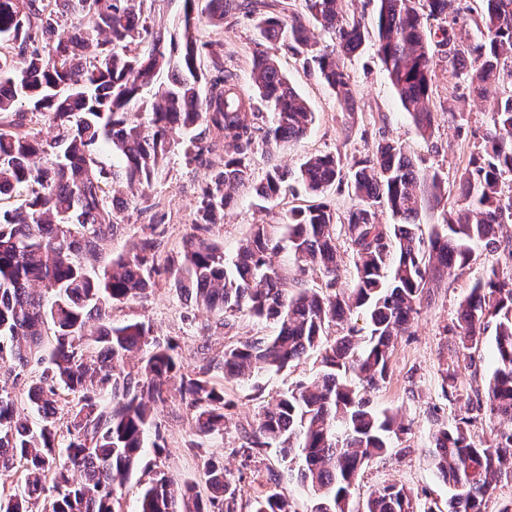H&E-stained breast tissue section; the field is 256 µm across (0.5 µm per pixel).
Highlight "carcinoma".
<instances>
[{
    "label": "carcinoma",
    "instance_id": "1",
    "mask_svg": "<svg viewBox=\"0 0 512 512\" xmlns=\"http://www.w3.org/2000/svg\"><path fill=\"white\" fill-rule=\"evenodd\" d=\"M155 0H0V191L27 187L29 198L0 207V365L10 371L36 363L26 398L39 417L17 414L15 398L0 386V468L21 473L20 483L0 498V512H120L116 485L138 465L147 432L164 448L154 407L175 389L194 411L192 434L224 429V389L213 372L229 379L279 371L311 350L323 370L280 394L245 435L243 452L278 448L289 471L317 496L314 512H353L350 488L362 466L387 453L409 427L395 413L375 408L369 389L385 382L394 341L406 332L421 301L446 276L469 264L470 244L502 249L512 261V0H481L477 33L464 42L455 0H376L374 34L349 13L345 0H206L213 23L237 9L255 17L260 39L252 57L253 91L224 67L223 45L197 35L199 0H166L173 30L147 23L145 5ZM310 16L331 34L319 46L303 22ZM402 108L417 130L432 132L431 39L447 48L448 68L464 78L472 96L493 102L492 128L475 146L460 176V197L429 242L418 234L419 215L447 193L437 169L422 170L401 144L384 141L376 154L353 165V205L343 234L355 261L353 287L336 289L341 254L337 215L323 203L293 205L283 224H254L233 257L212 240L224 219L231 191L254 186L274 208L289 194L288 171L273 166L255 182L257 139L296 141L314 122L305 100L280 71L271 50L284 46L314 64L321 78L349 101V74L339 59L355 53L368 36ZM56 129L41 136L37 125ZM197 134L183 141L180 134ZM224 146V164L210 170L195 208L196 233L179 260L162 261L153 213L138 249L112 259L93 274L84 251L112 236L118 207L109 188L123 183L134 200L173 150L189 161ZM109 148L121 165H101ZM345 177L339 155L304 160L298 183L321 196ZM393 219L383 224L379 209ZM288 253L295 276L274 264ZM320 271L325 288L304 287ZM167 274L194 293L195 303L220 315L216 327L231 335L238 315L275 323L271 336L238 340L223 354L181 372L178 345L151 338L142 321H112V306L142 297ZM364 315L367 333L349 326ZM494 325L495 369L486 401L467 402L465 416L432 434L439 477L450 486L448 512H486L496 484L512 481V428L487 444L469 441L481 413L512 422V270L492 269L460 303L459 339L475 365L476 348ZM136 369H126L132 353ZM207 499L194 486L162 474L141 492L138 512H291L284 492L272 488L242 499L240 480L219 457H200ZM361 512H433L414 492L390 484L373 491Z\"/></svg>",
    "mask_w": 512,
    "mask_h": 512
}]
</instances>
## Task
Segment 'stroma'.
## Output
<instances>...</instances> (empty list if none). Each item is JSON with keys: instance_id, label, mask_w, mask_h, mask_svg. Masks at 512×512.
I'll return each instance as SVG.
<instances>
[{"instance_id": "stroma-1", "label": "stroma", "mask_w": 512, "mask_h": 512, "mask_svg": "<svg viewBox=\"0 0 512 512\" xmlns=\"http://www.w3.org/2000/svg\"><path fill=\"white\" fill-rule=\"evenodd\" d=\"M198 31L202 39L223 44L225 66L237 71L242 84H249L252 53L258 38L254 19L239 13L227 16L220 24L201 22ZM274 55L282 73L309 103L315 121L301 140L273 147L257 144L253 153L256 175H263L273 165L296 172L299 164L314 154L340 155L349 167L373 154L379 143L397 141L420 168L439 169L448 184V196L441 205L419 217L422 236L430 237L447 211L455 208L459 178L492 124L491 106L471 100L467 83L449 71L443 48L434 47L432 52L430 105L436 122L431 135L426 137L419 134L411 116L401 107L372 41H365L354 55L343 60L352 91L346 105L339 103L317 72L304 69L291 50L281 47ZM460 104L465 105V114L454 113V106ZM223 160L224 152L220 149L195 163L189 162L182 152H172L158 176L145 188V198L157 204L164 216L157 228L162 255L180 257L193 232L195 202L206 176ZM233 197L234 203L226 211L223 223L210 232L212 239L223 243L229 256L235 255L244 243L252 225L278 223L287 210L283 204L270 211L262 210L250 187L236 189ZM148 219V214L132 205L120 211L111 240L100 246L95 268H102L112 257L139 246L141 229ZM493 267L511 268L512 260L502 251L492 252L484 245H474L469 265L453 272L432 297L422 300L411 328L398 337L386 382L369 390L368 395L378 409L398 412L409 432L385 456L363 467L350 499L355 512L372 491L392 483L413 490L421 504L434 512H446L451 489L437 473L430 452L431 434L439 426L454 424L462 403L483 393L485 381L495 368L491 336H484L475 353L476 368H460L455 396H446L441 371L462 353L455 329L459 304ZM112 318L117 322L136 319L149 324L159 342L177 340L182 370L186 373L194 371L203 356L212 357L222 351L228 341L222 330L214 329L212 313L198 307L185 290L163 279L145 297L114 307ZM321 369V354L313 351L280 372L225 381L230 406L225 410L224 429L203 437L201 443L203 450L223 457L232 474H243V497L251 498L268 490L267 479L272 476L288 495L294 512H312L313 493L289 472L287 462L276 449H264L252 459L239 454L238 449L245 442L246 431L255 426L259 413L277 395L308 381ZM192 415L176 393L157 405L155 420L164 436L165 451L159 455L154 448H144L139 466L118 490L125 512H136L142 489L162 471L195 485L198 492H205L199 459L186 446Z\"/></svg>"}]
</instances>
